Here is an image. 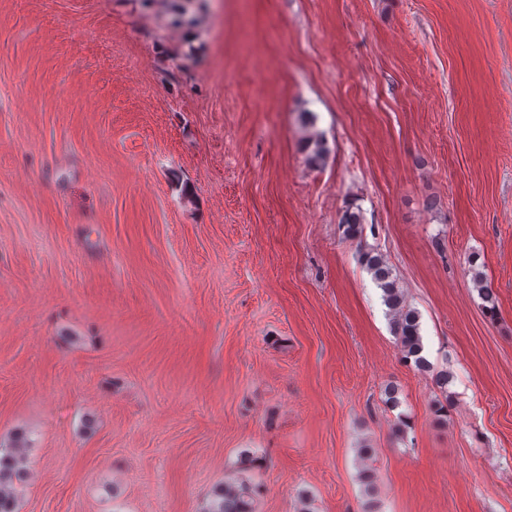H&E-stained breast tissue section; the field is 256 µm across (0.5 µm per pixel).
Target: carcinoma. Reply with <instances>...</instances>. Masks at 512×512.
<instances>
[{
  "instance_id": "cac0c4a2",
  "label": "carcinoma",
  "mask_w": 512,
  "mask_h": 512,
  "mask_svg": "<svg viewBox=\"0 0 512 512\" xmlns=\"http://www.w3.org/2000/svg\"><path fill=\"white\" fill-rule=\"evenodd\" d=\"M308 150V160L314 165L322 163L328 153L324 142L317 137L304 140ZM345 234L356 238L363 232V215L359 209H346L341 218ZM365 266L382 291L383 301L392 317L393 330L398 337L405 361L414 363L417 370L427 372L430 363L423 356L424 344L421 334L420 315L405 304L403 292L388 266L382 253L370 250L364 255ZM478 256L469 260L473 283L479 289L481 298L486 303L485 310L493 315L496 312V296L492 290L484 287L483 273L477 268ZM29 439L26 433H16L11 447L0 448V512H16V485L28 474L26 448ZM250 493L241 485H224L217 491L208 512H251Z\"/></svg>"
}]
</instances>
